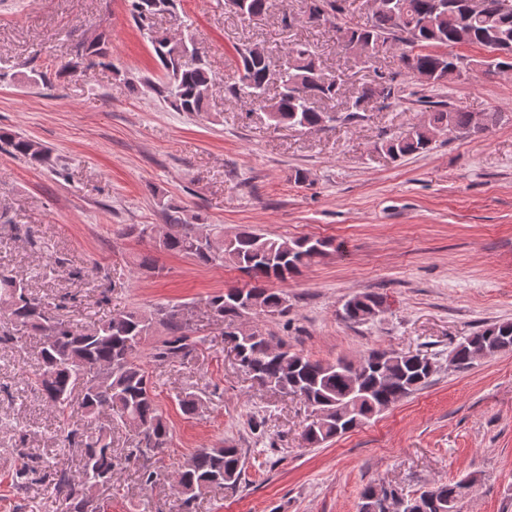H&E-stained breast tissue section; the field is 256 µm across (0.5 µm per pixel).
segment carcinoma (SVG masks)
<instances>
[{
	"label": "carcinoma",
	"mask_w": 512,
	"mask_h": 512,
	"mask_svg": "<svg viewBox=\"0 0 512 512\" xmlns=\"http://www.w3.org/2000/svg\"><path fill=\"white\" fill-rule=\"evenodd\" d=\"M340 0H306V12L317 14L311 20L336 24ZM268 0H242L236 14L258 17L266 12ZM174 9V0H132V13L141 28L150 31V40L163 71L161 82L152 90L174 112H201L214 83V75L192 41L171 42L151 31L152 16ZM349 43L363 42L375 51L380 47H402L401 61L411 74L425 75L428 84L442 85L459 78L472 65L460 56L428 50L430 46L476 45L493 53L492 63L500 71H512V0H484V7L473 11L469 0H383L367 24L347 27ZM240 83L227 88L233 97L252 103L260 101L271 60L256 57L251 46L236 47ZM281 92L272 120L296 128L324 126L337 119L336 114L321 112L310 105L313 98L332 100L340 95L341 85L332 76L325 78L308 44H296L283 57ZM371 88L364 87L352 98L343 116L346 121L362 118L360 104L369 98ZM473 113L434 106L423 122L411 130L391 137L386 152L401 158L429 151L437 135L471 130ZM0 143L10 153L31 162L46 164L49 152L38 142L19 133H0ZM328 243L307 237L272 238L251 230H242L224 239L220 249L211 245L207 225L188 230L178 215L168 216L167 230L159 247L175 254L191 256L203 263L229 264L254 280L246 296L256 308L237 302L232 288L212 296L213 313L230 323L254 310L269 315L288 311L287 300L278 291L265 287L271 279H285L325 254ZM382 304L375 294H360L344 305V318L353 323L368 321L367 312ZM0 311L5 312L12 329L0 334V342L16 339V333L30 331L41 341L40 371L35 384L48 406L63 415L73 405L72 393L83 377L79 403L84 413L97 418L111 411L109 420L90 432L67 430L69 444L81 451L82 476L74 477L66 469L54 472L55 489L68 506V512H104L98 491L112 481V426L132 427L138 431L139 448L128 456L144 459L140 480L151 485L157 474L148 464L162 453L169 441V427L156 402L152 375L140 359L141 340L160 325L165 338L155 346L152 358L158 364L183 361L195 349L191 326L177 304H167L149 312L131 310L105 320L89 329L52 315L49 304L33 296L23 278L0 275ZM247 373L261 386H287L318 413L305 426L303 438L311 447H319L343 436L353 427L382 412L388 401L400 399L423 388L430 378L431 358L417 352L399 353L372 350L362 356V364L350 379L352 363L344 358L320 362L284 349L278 355L268 353L269 339L255 330L248 337L229 336ZM512 350V322L489 325L466 337L451 351L460 370L474 361ZM245 479V454L232 443L200 448L191 457L190 468L182 471L176 490L183 512H191L193 502L207 489L219 486L234 489ZM476 478L431 487L412 496L389 491L378 506L370 508L373 487L360 493L359 512H393L394 501L404 504L403 512H452L449 502L468 494Z\"/></svg>",
	"instance_id": "cac0c4a2"
}]
</instances>
